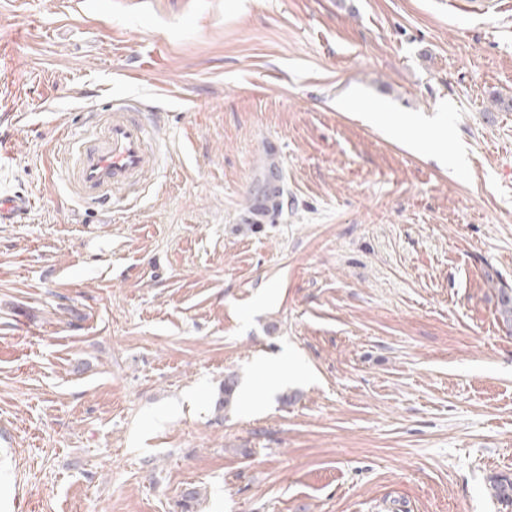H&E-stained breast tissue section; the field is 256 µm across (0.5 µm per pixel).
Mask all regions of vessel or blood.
Returning a JSON list of instances; mask_svg holds the SVG:
<instances>
[{"mask_svg":"<svg viewBox=\"0 0 512 512\" xmlns=\"http://www.w3.org/2000/svg\"><path fill=\"white\" fill-rule=\"evenodd\" d=\"M140 102L113 100L97 113L95 134L68 137L66 169L73 195L86 204H101L142 187L160 154L150 122L140 118Z\"/></svg>","mask_w":512,"mask_h":512,"instance_id":"vessel-or-blood-1","label":"vessel or blood"}]
</instances>
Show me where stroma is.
Here are the masks:
<instances>
[{
  "label": "stroma",
  "mask_w": 512,
  "mask_h": 512,
  "mask_svg": "<svg viewBox=\"0 0 512 512\" xmlns=\"http://www.w3.org/2000/svg\"><path fill=\"white\" fill-rule=\"evenodd\" d=\"M121 96L167 148L87 208ZM499 98L481 0H0V512H512Z\"/></svg>",
  "instance_id": "35a3bbf8"
}]
</instances>
